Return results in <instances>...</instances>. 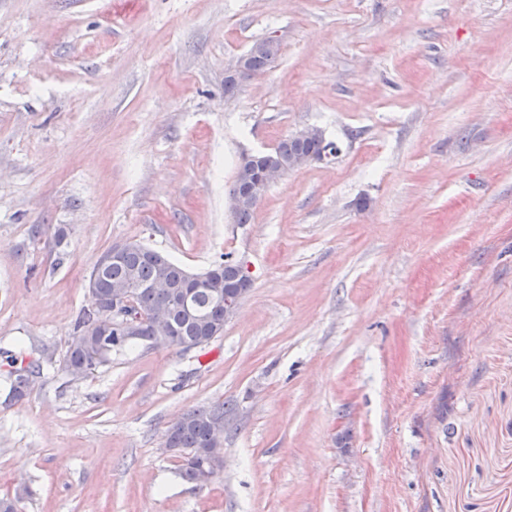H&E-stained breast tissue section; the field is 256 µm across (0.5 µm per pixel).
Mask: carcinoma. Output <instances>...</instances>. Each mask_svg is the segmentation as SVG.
I'll list each match as a JSON object with an SVG mask.
<instances>
[{
    "label": "carcinoma",
    "mask_w": 512,
    "mask_h": 512,
    "mask_svg": "<svg viewBox=\"0 0 512 512\" xmlns=\"http://www.w3.org/2000/svg\"><path fill=\"white\" fill-rule=\"evenodd\" d=\"M279 51H259L252 55L250 66L259 72L269 70L275 63ZM327 148L322 133L297 138L293 135L281 140L267 153L262 164L273 163L289 166L300 156L319 157ZM130 249L118 262L96 261L89 276V291L105 294L116 285L131 289L137 311L150 313L166 308L169 319V338L162 340L155 334L152 325L143 321L139 324L136 337L127 338L124 330H112L102 336L95 329H89L94 312L83 311L77 318L70 337L65 358V369L75 378H83L92 372L94 355H100L98 365L112 361V353L142 343L149 348L180 347L184 350L206 345L213 337L224 334V293L237 287V272L222 261L202 281L197 290L186 295L180 285L189 278V272L166 255L150 249L139 242L129 243ZM165 283L169 289L158 287ZM9 366L8 397L21 402L29 395L34 380L43 372L39 360L25 362L16 357H7ZM224 415V405L202 406L188 411L175 421L166 434L165 443L170 448H185L190 451L186 463L179 465V475L195 488L206 483L200 481L205 469L221 470L222 464L215 463V446L212 435V419Z\"/></svg>",
    "instance_id": "cac0c4a2"
}]
</instances>
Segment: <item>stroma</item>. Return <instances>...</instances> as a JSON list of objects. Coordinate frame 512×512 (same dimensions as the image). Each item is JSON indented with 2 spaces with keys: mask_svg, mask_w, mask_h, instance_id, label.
Masks as SVG:
<instances>
[{
  "mask_svg": "<svg viewBox=\"0 0 512 512\" xmlns=\"http://www.w3.org/2000/svg\"><path fill=\"white\" fill-rule=\"evenodd\" d=\"M276 36L274 67L224 77ZM320 129L248 224L242 155ZM38 224L49 233L32 236ZM252 280L201 349L64 369L100 254ZM44 359L5 401V353ZM231 402L222 468L161 447ZM21 512H512V0H0V497Z\"/></svg>",
  "mask_w": 512,
  "mask_h": 512,
  "instance_id": "obj_1",
  "label": "stroma"
}]
</instances>
